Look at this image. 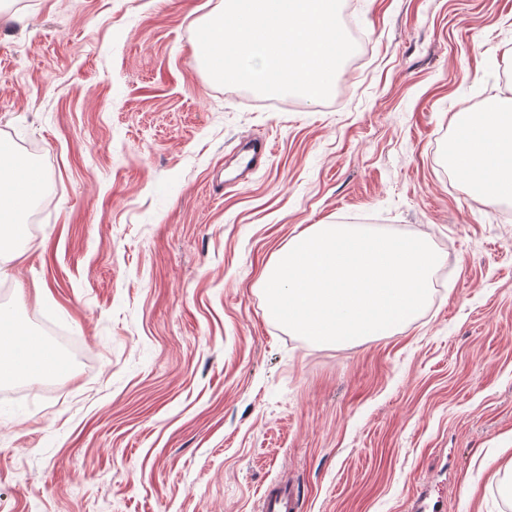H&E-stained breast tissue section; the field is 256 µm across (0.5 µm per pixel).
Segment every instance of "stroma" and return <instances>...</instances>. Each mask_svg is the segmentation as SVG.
Segmentation results:
<instances>
[{"label":"stroma","mask_w":512,"mask_h":512,"mask_svg":"<svg viewBox=\"0 0 512 512\" xmlns=\"http://www.w3.org/2000/svg\"><path fill=\"white\" fill-rule=\"evenodd\" d=\"M14 2L0 140L50 205L0 307L74 355L0 383V512H258L280 479L300 512H512V203L439 161L453 109L512 90V0H353L366 52L285 108L207 72L219 0ZM311 224L427 234L429 305L350 346L268 320L260 272Z\"/></svg>","instance_id":"obj_1"}]
</instances>
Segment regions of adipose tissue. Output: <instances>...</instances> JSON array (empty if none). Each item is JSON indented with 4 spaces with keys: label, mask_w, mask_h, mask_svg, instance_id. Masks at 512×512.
Segmentation results:
<instances>
[{
    "label": "adipose tissue",
    "mask_w": 512,
    "mask_h": 512,
    "mask_svg": "<svg viewBox=\"0 0 512 512\" xmlns=\"http://www.w3.org/2000/svg\"><path fill=\"white\" fill-rule=\"evenodd\" d=\"M447 148L449 167L477 197L512 202V97L497 112H461Z\"/></svg>",
    "instance_id": "ef3b65f1"
}]
</instances>
